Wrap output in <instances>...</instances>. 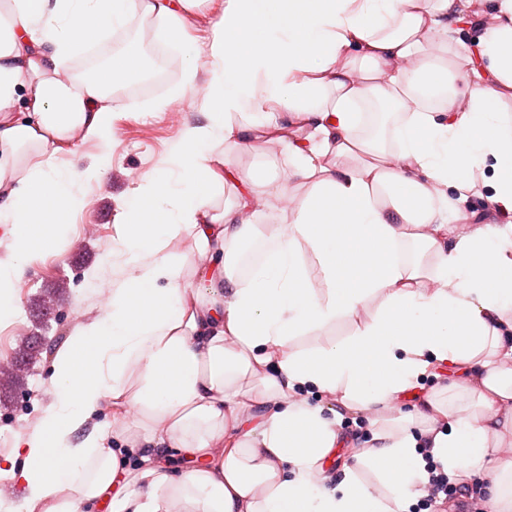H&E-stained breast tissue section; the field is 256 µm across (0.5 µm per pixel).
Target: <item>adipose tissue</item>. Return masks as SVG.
<instances>
[{
    "instance_id": "obj_1",
    "label": "adipose tissue",
    "mask_w": 512,
    "mask_h": 512,
    "mask_svg": "<svg viewBox=\"0 0 512 512\" xmlns=\"http://www.w3.org/2000/svg\"><path fill=\"white\" fill-rule=\"evenodd\" d=\"M206 3L0 0V322L31 227L56 249L66 227L46 215L77 212L111 165L76 145L111 144L129 108L116 86L150 74L135 40L88 75L76 58L133 17L158 22L181 76L145 107L197 91L204 115L125 197L112 249L127 276L55 354V402L0 479L23 486L26 512H92L107 494L112 512H409L431 460L512 512V224L452 226L486 188L512 213V0L483 14L474 0ZM198 15L202 67L186 37ZM376 103L400 116L391 142L360 134ZM269 147L276 178L236 168V152ZM107 410L111 433L74 441ZM358 411L367 435L346 438ZM172 453L197 464L173 470Z\"/></svg>"
}]
</instances>
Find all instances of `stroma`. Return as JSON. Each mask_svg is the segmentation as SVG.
Segmentation results:
<instances>
[{"label": "stroma", "mask_w": 512, "mask_h": 512, "mask_svg": "<svg viewBox=\"0 0 512 512\" xmlns=\"http://www.w3.org/2000/svg\"><path fill=\"white\" fill-rule=\"evenodd\" d=\"M197 100L187 97L162 112L130 110L114 119L112 163L99 187L85 197L83 209L71 216V232L60 249L31 254L30 269L18 295L14 316L0 324V360L25 345L39 344L19 386L0 385V459L9 456L17 436L31 432L55 401L49 367L74 329L105 306L107 298L86 283L111 249L120 228L124 196L138 178L162 166L170 145L179 139L195 113ZM62 289L55 319L43 314V297Z\"/></svg>", "instance_id": "1"}]
</instances>
